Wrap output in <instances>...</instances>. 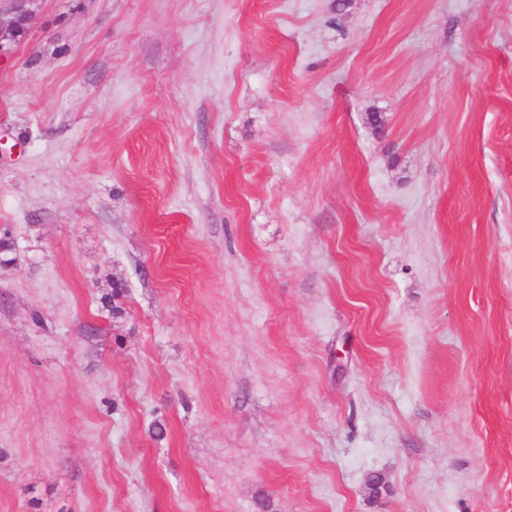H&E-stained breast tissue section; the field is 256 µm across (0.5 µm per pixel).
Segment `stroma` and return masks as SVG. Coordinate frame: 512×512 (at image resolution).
<instances>
[{"label":"stroma","mask_w":512,"mask_h":512,"mask_svg":"<svg viewBox=\"0 0 512 512\" xmlns=\"http://www.w3.org/2000/svg\"><path fill=\"white\" fill-rule=\"evenodd\" d=\"M40 15L0 512H512V0Z\"/></svg>","instance_id":"1"}]
</instances>
